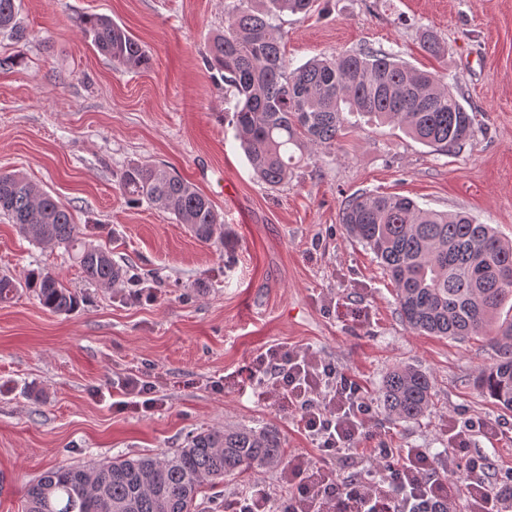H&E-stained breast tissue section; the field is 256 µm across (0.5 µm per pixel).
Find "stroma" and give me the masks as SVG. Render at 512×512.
<instances>
[{"instance_id": "1", "label": "stroma", "mask_w": 512, "mask_h": 512, "mask_svg": "<svg viewBox=\"0 0 512 512\" xmlns=\"http://www.w3.org/2000/svg\"><path fill=\"white\" fill-rule=\"evenodd\" d=\"M237 0H20L24 41L0 35V172H22L64 204L87 242L131 266L155 298L89 285L64 248L22 238L0 215V275L39 268L62 277L80 307L56 315L27 290L0 302V512H25L24 488L55 466L171 453L200 430L276 428L289 455L316 456L297 411L250 378L274 344L317 352L363 387L372 431L391 448L457 459L448 424L512 420L478 388L496 357L488 337L444 339L401 322L393 285L340 222L356 193H398L422 207L469 212L512 239V0H316L284 14L290 68L366 47L440 72L475 115L476 132L443 154L359 114L335 147L308 144L288 183L257 180L220 83L204 65ZM106 14L144 45L151 64L116 69L85 43L79 16ZM433 30L443 52L420 45ZM166 164L224 219L206 246L170 214L130 204L116 175L131 161ZM233 192L224 195V184ZM427 373L434 403L419 420L391 418L380 387L397 365ZM147 376L160 400L117 409L119 382ZM472 453L512 472V429L474 433Z\"/></svg>"}]
</instances>
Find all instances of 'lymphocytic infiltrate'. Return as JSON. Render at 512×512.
<instances>
[{
  "label": "lymphocytic infiltrate",
  "instance_id": "1",
  "mask_svg": "<svg viewBox=\"0 0 512 512\" xmlns=\"http://www.w3.org/2000/svg\"><path fill=\"white\" fill-rule=\"evenodd\" d=\"M251 375L270 377L271 391L295 407L319 455L289 458L285 500L273 502L256 486L237 501V512H512V473L491 476L486 459L469 452L470 432L492 434L498 423L449 425L451 448L463 461L455 480L441 475L427 449L382 441L368 465L349 474L345 463L370 436L372 406L362 387L333 362L283 342L255 358Z\"/></svg>",
  "mask_w": 512,
  "mask_h": 512
}]
</instances>
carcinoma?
<instances>
[{
    "label": "carcinoma",
    "instance_id": "carcinoma-1",
    "mask_svg": "<svg viewBox=\"0 0 512 512\" xmlns=\"http://www.w3.org/2000/svg\"><path fill=\"white\" fill-rule=\"evenodd\" d=\"M314 0H238L224 32L210 41L205 60L215 80L233 90L228 122L257 178L276 188L288 182L294 153L304 141L336 145L343 112H360L401 127L422 144L448 153L474 136L475 117L442 76L414 68L383 49L346 51L294 69L280 50L275 19L307 15ZM17 0H0V33L26 37ZM85 42L124 70L150 65V56L126 28L104 14L77 20ZM134 204L147 203L174 216L199 242L224 244V222L213 202L164 164L134 161L117 177ZM0 214L32 241L71 253L85 277L101 288L143 278L129 276L112 253L81 238L69 210L20 173H0ZM341 221L347 234L369 249L394 286L395 304L417 334L463 340L488 336L497 359L478 387L497 406L512 410V317L493 314L512 301V241L470 215L424 209L398 194L363 192L348 198ZM21 288L48 311L68 315L77 295L47 269L24 282L0 276V301ZM380 401L404 421L423 417L433 403L430 377L412 366L392 370ZM285 462L278 431L270 427L203 430L172 455L115 457L94 468L59 466L24 491L25 512H199L198 495L215 485Z\"/></svg>",
    "mask_w": 512,
    "mask_h": 512
}]
</instances>
